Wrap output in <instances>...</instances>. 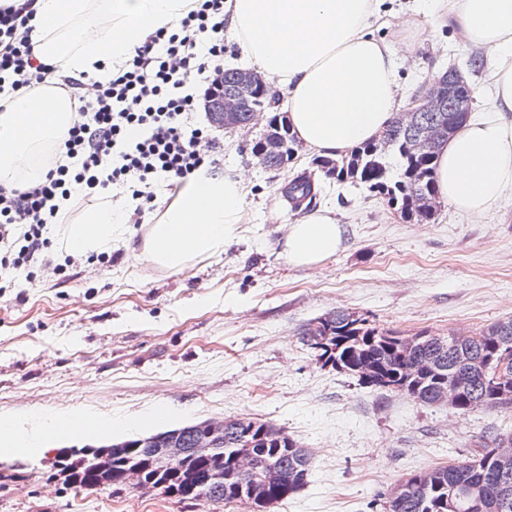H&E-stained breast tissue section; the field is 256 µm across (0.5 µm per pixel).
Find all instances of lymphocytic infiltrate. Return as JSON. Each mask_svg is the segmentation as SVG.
Instances as JSON below:
<instances>
[{
	"mask_svg": "<svg viewBox=\"0 0 512 512\" xmlns=\"http://www.w3.org/2000/svg\"><path fill=\"white\" fill-rule=\"evenodd\" d=\"M35 0H0V95L57 81L75 105L72 123L36 184L0 188V266L19 269L48 248L61 203L112 188L129 193L141 223L165 181L221 172L218 145L195 116L224 75V0H197L108 76L56 77L33 54Z\"/></svg>",
	"mask_w": 512,
	"mask_h": 512,
	"instance_id": "lymphocytic-infiltrate-1",
	"label": "lymphocytic infiltrate"
}]
</instances>
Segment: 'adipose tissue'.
I'll return each instance as SVG.
<instances>
[{"instance_id":"adipose-tissue-1","label":"adipose tissue","mask_w":512,"mask_h":512,"mask_svg":"<svg viewBox=\"0 0 512 512\" xmlns=\"http://www.w3.org/2000/svg\"><path fill=\"white\" fill-rule=\"evenodd\" d=\"M380 0H231L230 33L257 72L287 95L297 139L311 152L341 157L378 139L402 105L391 45L375 36ZM193 0H37L31 35L39 61L79 76L102 65L111 71L157 30L171 27ZM440 19L486 52L492 99L468 118L440 151L438 194L448 206L479 219L512 198V0H433ZM108 15L111 37H70L90 12ZM68 97L14 93L0 102V183L40 175L32 157L54 143L71 121ZM36 133L22 137L19 120ZM245 176L182 183L143 251L153 262L182 271L197 256L223 252L242 220ZM344 229L328 209L290 225L283 252L312 268L336 255Z\"/></svg>"}]
</instances>
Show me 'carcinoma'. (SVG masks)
<instances>
[{
  "label": "carcinoma",
  "mask_w": 512,
  "mask_h": 512,
  "mask_svg": "<svg viewBox=\"0 0 512 512\" xmlns=\"http://www.w3.org/2000/svg\"><path fill=\"white\" fill-rule=\"evenodd\" d=\"M247 106L236 116L243 127L252 124L270 106V92L255 87L242 90ZM466 121L455 112H401L386 130L382 139L358 147L350 156L341 159L322 158L318 167L325 176L339 182L364 185L397 207L403 218L426 222L436 211H422L417 205L420 196L437 198L435 183L436 154L443 143ZM281 127L284 146L276 155L262 154L260 142H255L254 155L267 169L279 171L288 168L294 156L297 140L291 132L288 113L280 112L270 118L268 127ZM424 127L440 128L436 141L421 152L408 147L409 140ZM300 209L305 202L315 199L314 176L302 173L296 176L286 190ZM501 336H512V318L498 321L474 335L451 333L447 336H427L406 347L405 337L391 331H380L367 319L347 310H334L310 322L301 333V340L311 347L316 340L323 341L321 356L325 363L353 376L358 375V364L368 361L376 366L374 379L361 380L367 387L380 390H404L422 405L441 404L437 398L438 382L445 374L417 375L414 363L435 356L446 346L445 358L461 353L471 361L475 384L454 409L463 413L477 406L512 411V372L505 376L483 372V364L493 355ZM178 446L193 448L200 437L198 425L178 428ZM222 450L192 454L172 469L195 468L203 473L218 474L220 481L210 492L213 503L249 504L247 495L236 488L241 478L233 472V454L267 449L265 460L275 477L268 488V506L278 504L294 495L306 484L311 467L309 451L299 445L282 428L249 419L245 426L231 419L224 425ZM512 454V428L478 442L477 453L464 461L440 466L422 473V487L414 486L399 497H390L388 512H512V473L503 481V488L495 500H477L476 488L483 484L494 486L498 476V450ZM72 456L57 461L58 471L68 473L65 484L77 489L96 480L85 469L75 464L80 449L69 448Z\"/></svg>",
  "instance_id": "obj_1"
}]
</instances>
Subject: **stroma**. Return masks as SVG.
I'll return each instance as SVG.
<instances>
[{"label":"stroma","instance_id":"stroma-1","mask_svg":"<svg viewBox=\"0 0 512 512\" xmlns=\"http://www.w3.org/2000/svg\"><path fill=\"white\" fill-rule=\"evenodd\" d=\"M415 0H383L397 24L403 105L432 72L457 69L472 110L493 94L482 51L439 26L422 39ZM263 130L217 129L226 178L247 173L243 220L223 253L171 272L143 254L152 224L174 199L158 194L143 224L104 194L75 203L49 228L50 265L0 277V512H224L158 489L72 490L49 472L60 448L124 441L208 420L249 417L281 427L312 456L306 485L267 512H385L394 487L416 473L472 457L482 437L512 427L494 409L460 413L407 393L366 387L323 365L300 332L336 309L404 335L474 334L512 318V200L483 222L444 206L428 223L403 220L365 186L315 173L297 147L286 170L262 168L252 147ZM320 191L312 209L334 210L341 250L298 268L282 252L299 217L284 195L304 172ZM111 208L105 251L67 249L69 227Z\"/></svg>","mask_w":512,"mask_h":512}]
</instances>
